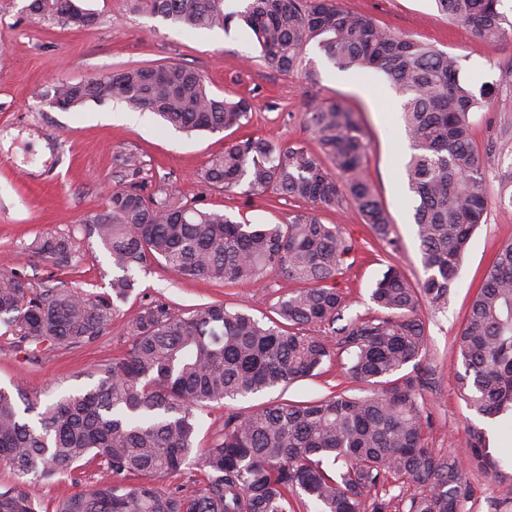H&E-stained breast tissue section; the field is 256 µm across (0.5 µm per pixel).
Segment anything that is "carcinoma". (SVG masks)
Returning <instances> with one entry per match:
<instances>
[{
	"label": "carcinoma",
	"mask_w": 512,
	"mask_h": 512,
	"mask_svg": "<svg viewBox=\"0 0 512 512\" xmlns=\"http://www.w3.org/2000/svg\"><path fill=\"white\" fill-rule=\"evenodd\" d=\"M127 2L188 31H226L241 22L264 65L280 73L295 71L314 41L343 68L385 74L404 97L412 150L404 177L417 199L424 277L414 287L388 267L371 292L383 316L335 327L346 297L330 281L352 244L318 211L348 203L391 242L390 217L365 176L366 134L340 102L306 112L334 169L302 147L248 136L225 146L204 170V180L226 192L270 190L308 204L285 224L241 223L162 190L112 191L103 209L81 220L112 257L111 292L35 288L17 268L0 269V328L19 349L34 354L103 335L133 292L135 273L154 260L183 279L256 282L275 274L300 287L279 297L276 317L266 322L222 303L187 311L151 302L131 321L127 351L100 370L95 386L44 404L19 382L0 387V464L17 477L0 491V512H40L37 484L72 477L94 461L97 482L59 499L52 512H295L293 500L302 497L317 512H392L399 500L392 489L409 480L425 489L404 505L407 512H462L471 497L466 469L512 480V457L491 447L480 428L466 431L465 465L428 447L420 364L426 334L417 314L422 301L448 300L491 204L469 121L490 92L476 93L463 80L459 57L389 32L340 0H244L235 12L224 11V0ZM500 2L436 0L448 19L483 42L512 32ZM26 11L71 29L97 21L70 0H29ZM112 99L187 133L239 129L254 108L246 97L212 94L202 74L178 63L128 67L42 95L45 105L58 100L68 110ZM31 249L58 267L76 253L69 234L41 237ZM343 354L345 373L373 386L371 394L331 388L317 400L232 415L224 434L205 448L196 444L197 409L316 376ZM456 354L463 367L457 390L467 408L490 420L512 414L511 243L472 299ZM191 461L206 471L201 489L187 494L157 484ZM127 476L137 482L116 483Z\"/></svg>",
	"instance_id": "1"
}]
</instances>
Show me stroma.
Returning a JSON list of instances; mask_svg holds the SVG:
<instances>
[{
  "label": "stroma",
  "instance_id": "35a3bbf8",
  "mask_svg": "<svg viewBox=\"0 0 512 512\" xmlns=\"http://www.w3.org/2000/svg\"><path fill=\"white\" fill-rule=\"evenodd\" d=\"M350 10L372 16L385 30L408 34L460 57L462 74L473 87L492 89L488 108L471 113L474 139L492 197L512 195V81L500 79L512 65V34L498 42L477 40L450 22L435 0H341ZM27 0H0V265L22 266L34 287L59 285L103 292L114 269L109 253L82 224L87 213L102 209L112 189L143 185L181 195L198 207L219 211L246 224H283L305 209V202L276 198L274 193L248 196L211 187L203 172L225 144L243 136H265L282 146L318 145L306 125L312 105L342 102L351 107L370 144L366 171L374 193L391 217V243L376 239L370 225L352 206L323 210V223L340 225L353 249L335 287L345 295L347 316L374 317L371 291L394 266L411 282L424 272L414 224L415 200L404 183L411 149L402 119V97L379 72L363 75L328 62L309 44L298 70L284 75L266 68L248 30L186 31L162 18L135 13L126 0H83L96 13L86 30L53 25L26 11ZM180 63L199 71L218 96H244L254 103L247 125L238 130L186 134L168 127L149 112L129 110L112 100L71 110L40 106L37 94L60 82L77 83L129 66ZM136 155L138 170L124 164ZM73 232L77 243L73 266L62 269L28 252L35 239ZM512 243V208L491 205L475 230L445 304H421L427 343L421 366L429 378L422 392L428 418L426 442L440 454H462L468 426L483 428L491 442L512 456V419H483L458 395L455 340L473 294L499 249ZM138 287L105 336L76 349L28 354L10 336L0 337V384L22 381L34 395H74L97 381L105 365L127 350L128 325L140 307L163 300L190 309L215 301L257 319L270 317L289 287L282 277L259 283L184 280L165 265L153 263L137 275ZM363 396L370 385L350 379L340 360L322 376L197 410V441L208 446L224 430L227 415H243L260 405L320 398L328 385ZM472 494L465 512H512V481H498L471 471Z\"/></svg>",
  "mask_w": 512,
  "mask_h": 512
}]
</instances>
